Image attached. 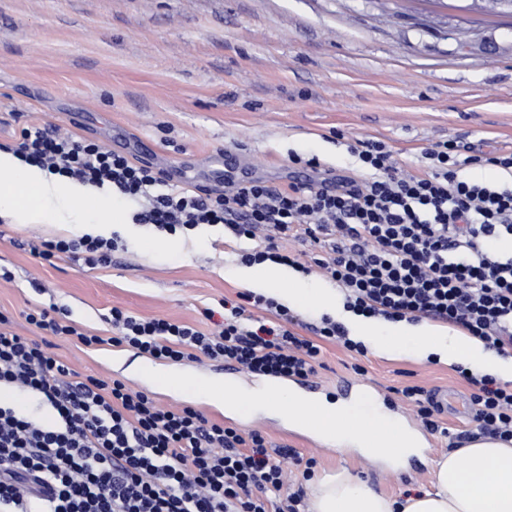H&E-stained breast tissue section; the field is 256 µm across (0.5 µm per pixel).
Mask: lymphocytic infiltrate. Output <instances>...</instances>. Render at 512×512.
Returning <instances> with one entry per match:
<instances>
[{"instance_id":"obj_1","label":"lymphocytic infiltrate","mask_w":512,"mask_h":512,"mask_svg":"<svg viewBox=\"0 0 512 512\" xmlns=\"http://www.w3.org/2000/svg\"><path fill=\"white\" fill-rule=\"evenodd\" d=\"M22 161L139 204L136 223L173 234L224 227L243 247L241 264L299 266L286 240L309 242L312 263L346 292V310L411 322L459 326L499 353L512 349V185L462 180L456 141L423 152L422 171H400L379 141L351 146L369 176L321 179L279 189L259 179L228 181L199 195L162 189L149 166L97 142L37 123L21 127L11 147ZM117 238L85 235L44 241L33 253L84 254L103 265ZM218 332L115 307L112 342L160 362L205 357L247 372L304 379L319 363L320 340L365 354L343 323L325 316L316 339L295 332L296 316L251 292L225 303ZM44 338L8 331L0 314V389L49 407L53 422L0 400V512H305L303 489L285 491V473L264 436H242L190 406L164 409L122 380L79 378L48 351L52 336L79 332L56 305L26 313ZM461 376L472 386L473 419L482 434L512 439V385Z\"/></svg>"}]
</instances>
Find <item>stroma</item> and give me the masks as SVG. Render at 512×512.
I'll use <instances>...</instances> for the list:
<instances>
[{"mask_svg":"<svg viewBox=\"0 0 512 512\" xmlns=\"http://www.w3.org/2000/svg\"><path fill=\"white\" fill-rule=\"evenodd\" d=\"M36 122L92 140L147 164L171 187L213 192L219 179L207 158L218 151L259 158V179L276 188L300 179L361 180L350 143L374 139L398 167L416 172L421 151L458 141L461 177L501 184L498 169L468 156L512 152V16L471 0H0V143ZM315 157L318 170L290 162ZM123 212L121 246L95 269L58 255L33 257L27 243L54 240L48 224L0 222V312L12 328L39 337L24 312L50 303L98 344L51 338L49 351L74 371L118 378L165 408L191 405L243 433L260 430L279 448L315 458V473L347 468L386 494L403 498L429 485L419 459L392 469L367 465L357 452L317 449L291 436L280 417L227 418L201 393L180 394L116 367L111 325L118 307L194 325H214L203 308L236 299L238 261L222 227L167 235L136 224L135 203ZM159 250L147 251L145 239ZM314 382L337 400L336 385L364 381L399 404V389L445 388L469 399L454 368L419 360L411 347L392 355H358L324 343Z\"/></svg>","mask_w":512,"mask_h":512,"instance_id":"1","label":"stroma"}]
</instances>
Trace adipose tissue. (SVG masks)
<instances>
[{"instance_id": "obj_1", "label": "adipose tissue", "mask_w": 512, "mask_h": 512, "mask_svg": "<svg viewBox=\"0 0 512 512\" xmlns=\"http://www.w3.org/2000/svg\"><path fill=\"white\" fill-rule=\"evenodd\" d=\"M77 209L91 213L92 222L72 226L71 216ZM0 216L16 224L49 221L60 230L91 236L110 234L120 220L111 201L90 187L59 182L5 151H0ZM234 276L241 287L271 294L291 307L333 301L330 289L304 287L296 271L270 261L236 269ZM352 329L355 339L378 353L410 338L419 357L434 355L447 365L462 364L475 374L512 381V358H487L483 343L458 329L404 320L383 327L371 319L355 320ZM210 391L215 405L245 419L270 408L287 415L290 422H303L312 408L310 398L278 385L247 389L216 381ZM321 409L342 421L341 426L329 425L319 433L337 451L353 449L396 469L410 457L424 454L423 436L387 415L370 398L325 402ZM376 420L382 421L381 430L367 431V422ZM428 465L429 489L403 500L374 490L346 469L315 478L309 483L310 512H512V443L476 441L429 460Z\"/></svg>"}]
</instances>
